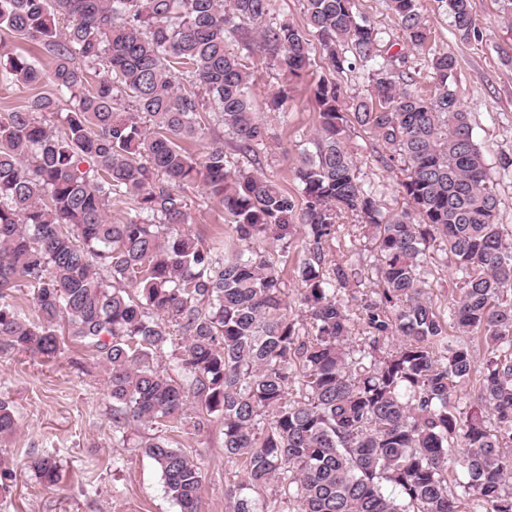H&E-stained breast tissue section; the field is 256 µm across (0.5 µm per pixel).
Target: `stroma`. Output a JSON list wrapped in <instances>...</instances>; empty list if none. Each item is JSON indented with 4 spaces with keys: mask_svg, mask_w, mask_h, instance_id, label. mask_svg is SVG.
I'll use <instances>...</instances> for the list:
<instances>
[{
    "mask_svg": "<svg viewBox=\"0 0 512 512\" xmlns=\"http://www.w3.org/2000/svg\"><path fill=\"white\" fill-rule=\"evenodd\" d=\"M479 31L460 39L442 0H418L423 22L431 35L423 48L408 45L387 0H352L357 18L369 20L382 34V48L393 57L398 77L410 80L421 95L435 91L431 58L449 52L458 59L455 88L461 107L468 112L473 138L487 158L489 185L498 200L497 220L506 239L512 240V13L504 12V0H471ZM231 52L239 55L253 74L252 100L264 111L282 85H289L284 114H268L269 137L258 154L228 151L229 169H255L289 193H297L295 172L306 154L314 150L319 130L318 106L309 82L327 78L340 89L342 105L366 95L368 68L358 66L333 71L320 47H312L305 80H284L269 60L233 38ZM345 146L355 158L359 178L370 189L383 214L405 208L399 191L403 173L389 167L388 148L374 134L358 125L347 129ZM189 226L204 237L232 236L233 229L218 200L202 182L186 186ZM332 240L324 245L328 261L349 272L340 295L351 310L373 299L377 277L375 251L358 216L342 213ZM268 252L286 251L283 277L293 311H300L301 283L297 268L307 256L304 228L294 224L287 248L271 244ZM440 307L458 280L454 263L442 242H434L422 269ZM61 351L50 363L0 346V399L8 401L18 417L14 435L0 439V512H179L167 496L154 461L138 447L147 431L129 428L127 439L112 435V398L105 363L99 352L60 338ZM180 448L202 467L203 482L198 512H225L224 431L219 418L200 432L177 437ZM53 455L62 481L55 490L45 489L28 463L40 455Z\"/></svg>",
    "mask_w": 512,
    "mask_h": 512,
    "instance_id": "obj_1",
    "label": "stroma"
}]
</instances>
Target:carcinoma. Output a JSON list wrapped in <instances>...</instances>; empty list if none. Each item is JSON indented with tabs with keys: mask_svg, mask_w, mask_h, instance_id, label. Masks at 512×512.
Wrapping results in <instances>:
<instances>
[{
	"mask_svg": "<svg viewBox=\"0 0 512 512\" xmlns=\"http://www.w3.org/2000/svg\"><path fill=\"white\" fill-rule=\"evenodd\" d=\"M461 38L478 34L471 0H444ZM406 41L429 39L417 0H389ZM273 0H0V32L54 57L52 69L0 45V86L50 84L56 94L0 115V343L51 359L59 327L102 354L112 434L138 423L179 512H197L200 464L170 433L224 425L226 512H512V245L497 222L487 160L436 53L424 97L385 66L343 111L336 83L311 84L315 152L296 172L303 207L262 173L228 170L222 130L255 153L268 127L252 73L227 41L257 25L262 50L301 80L317 40L337 72L369 63L379 32L351 0H306L307 30L269 23ZM349 49L353 59L345 56ZM356 123L403 164L408 208L386 216L343 145ZM200 178L234 226L230 240L189 229L184 186ZM128 216L112 222V199ZM341 211L359 216L377 251L369 336L338 285L345 270L323 244ZM310 248L298 267L309 325L288 312L283 260L291 221ZM461 274L446 321L421 278L434 236ZM33 291L36 319L13 304ZM170 354L168 366L161 364ZM472 384L464 410L456 388ZM0 400V438L15 433ZM29 468L48 487L51 456ZM270 497L260 500L258 494Z\"/></svg>",
	"mask_w": 512,
	"mask_h": 512,
	"instance_id": "cac0c4a2",
	"label": "carcinoma"
}]
</instances>
